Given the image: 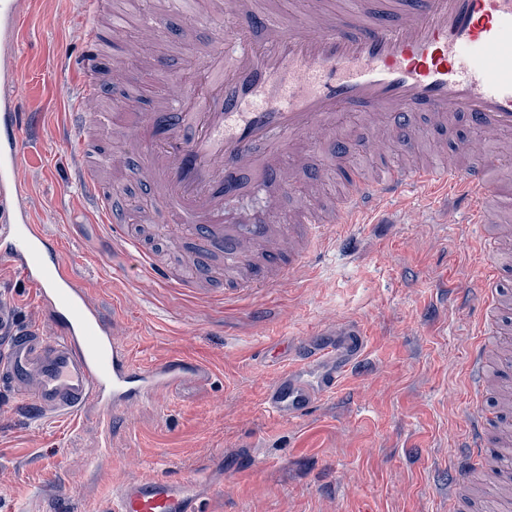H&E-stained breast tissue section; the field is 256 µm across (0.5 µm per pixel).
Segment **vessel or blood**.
<instances>
[{"instance_id": "1", "label": "vessel or blood", "mask_w": 512, "mask_h": 512, "mask_svg": "<svg viewBox=\"0 0 512 512\" xmlns=\"http://www.w3.org/2000/svg\"><path fill=\"white\" fill-rule=\"evenodd\" d=\"M110 21L82 30L85 51L72 65L78 91L69 133L85 137L100 110L103 80L122 86L140 60L139 46L125 43L122 63L104 72L102 61L125 20L113 0H81ZM182 11L220 23V42L202 58L191 83L167 80L171 103L164 117L146 114L138 96L117 104L118 116L138 148L140 175L176 228L168 241L194 256L190 273L174 274L131 235L112 194L96 178L88 149L71 161L83 201L104 234L132 253L151 278L204 294L212 265L220 263L230 286L225 299L279 287L281 271L311 276L309 260L336 224L382 214L403 205L406 223L421 221L411 196L441 201L448 223L468 216L489 230L476 253L480 305L476 327L495 319L494 338L478 335L466 366L467 384L479 404L469 405L461 442L467 464L484 458L497 481L493 457L512 446V273L494 258L512 239V227L495 225L498 187L479 182L467 165L498 159L482 140L439 141L427 165L388 167L373 177L354 171L330 215L311 205L289 216L286 188L292 171L306 169L317 146L332 138L342 112L365 116L360 138L381 161L418 139L416 115L435 124L464 119L488 134L512 132V0H349L335 13L314 8L291 17L268 11L261 0H175ZM25 0H0V258L12 263L55 333L24 327L15 304L0 297V386L28 402L33 416L72 418L93 409L103 422L124 419L158 390L184 378L203 379L206 369L182 357L135 363L115 333V322L87 295L75 273L53 256L54 236L34 223L20 177L28 151L30 113L24 112L15 60L26 38ZM389 113L398 132L386 138L377 122ZM263 195L270 220L243 211L239 202ZM330 342L298 348L291 366L268 387L263 407L283 419L309 415L317 400L336 391L365 356L359 328L340 325ZM101 512H201L181 479L161 473L122 483Z\"/></svg>"}]
</instances>
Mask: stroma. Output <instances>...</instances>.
Returning <instances> with one entry per match:
<instances>
[{
	"label": "stroma",
	"instance_id": "35a3bbf8",
	"mask_svg": "<svg viewBox=\"0 0 512 512\" xmlns=\"http://www.w3.org/2000/svg\"><path fill=\"white\" fill-rule=\"evenodd\" d=\"M116 3L128 14L129 40L144 21L163 16L161 36L144 44L143 55L166 61L168 77L190 80L212 45V26L172 0ZM24 9L31 31L17 65L25 108L39 124L25 165L35 221L56 235L61 261L114 316L135 363L183 356L213 376L183 379L107 433L93 413L37 420L20 400L0 396V512H95L113 484L169 467L195 484L203 512H448L443 492L466 408L462 365L478 303L460 227L438 223L423 199L422 224L335 226L333 241L312 259L309 285L286 279L227 302L220 279L207 300L155 282L104 238L69 177L80 149L66 132V112L81 22L69 0H26ZM100 111L88 126L119 162L101 177L131 229L153 233L167 214L140 184L136 147L110 123L113 94L102 97ZM360 126L352 112L335 130L351 144L344 160L324 146L316 151L323 212L343 191L337 168L377 166L356 142ZM138 208L152 224L135 216ZM0 293L16 302L23 323L49 330L5 260ZM339 321L363 331L364 363L308 419L267 413L265 391L292 365L289 349Z\"/></svg>",
	"mask_w": 512,
	"mask_h": 512
}]
</instances>
